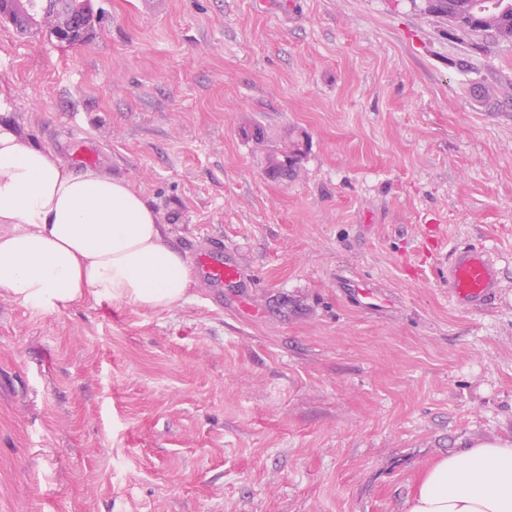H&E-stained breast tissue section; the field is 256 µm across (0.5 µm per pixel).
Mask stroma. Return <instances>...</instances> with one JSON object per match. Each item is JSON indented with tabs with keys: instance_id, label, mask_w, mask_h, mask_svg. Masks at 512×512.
<instances>
[{
	"instance_id": "35a3bbf8",
	"label": "stroma",
	"mask_w": 512,
	"mask_h": 512,
	"mask_svg": "<svg viewBox=\"0 0 512 512\" xmlns=\"http://www.w3.org/2000/svg\"><path fill=\"white\" fill-rule=\"evenodd\" d=\"M90 5L69 46L0 21V126L74 174L82 132L168 245L242 276L161 312L0 290V512H406L511 436L512 44L412 0ZM463 246L500 269L488 310L448 300Z\"/></svg>"
}]
</instances>
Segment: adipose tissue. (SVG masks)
<instances>
[{
    "label": "adipose tissue",
    "instance_id": "obj_1",
    "mask_svg": "<svg viewBox=\"0 0 512 512\" xmlns=\"http://www.w3.org/2000/svg\"><path fill=\"white\" fill-rule=\"evenodd\" d=\"M191 283L130 181L67 173L0 126V289L47 312L89 293L165 311ZM407 512H512V438L476 440L436 461Z\"/></svg>",
    "mask_w": 512,
    "mask_h": 512
}]
</instances>
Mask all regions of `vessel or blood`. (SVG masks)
Wrapping results in <instances>:
<instances>
[{"label": "vessel or blood", "instance_id": "obj_1", "mask_svg": "<svg viewBox=\"0 0 512 512\" xmlns=\"http://www.w3.org/2000/svg\"><path fill=\"white\" fill-rule=\"evenodd\" d=\"M192 264L213 287L237 283L241 278L236 261L222 250L192 254ZM499 271L490 254L478 247L455 249L448 263V295L465 312H479L492 304L499 288Z\"/></svg>", "mask_w": 512, "mask_h": 512}]
</instances>
